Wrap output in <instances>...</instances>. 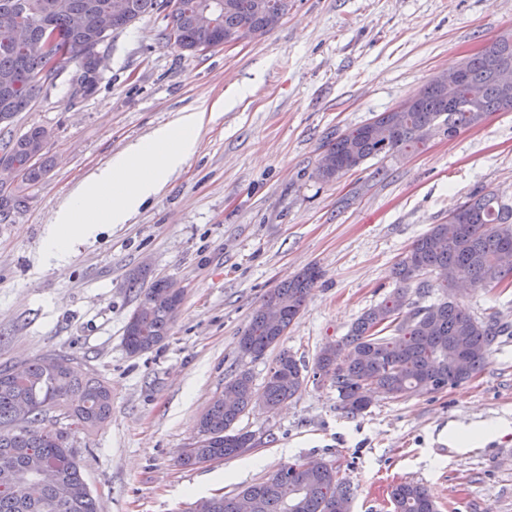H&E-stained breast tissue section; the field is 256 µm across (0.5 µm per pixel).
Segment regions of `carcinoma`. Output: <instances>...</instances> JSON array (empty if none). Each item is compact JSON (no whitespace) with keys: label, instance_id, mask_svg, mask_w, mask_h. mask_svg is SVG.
<instances>
[{"label":"carcinoma","instance_id":"obj_1","mask_svg":"<svg viewBox=\"0 0 512 512\" xmlns=\"http://www.w3.org/2000/svg\"><path fill=\"white\" fill-rule=\"evenodd\" d=\"M28 5L35 30L49 26L68 47L59 65L78 60L93 37L96 20L108 15L110 0H0V14L18 2ZM168 41L183 52L194 54L209 42L224 44V37L250 28L265 27L266 13L257 0H211L218 25L209 28L198 21V0H171ZM157 0H125L122 29L151 12ZM7 34L0 32V86L12 88L9 101L0 102V125L9 124L31 103L44 74V52L35 41L23 54L3 47ZM512 65V36L494 40L463 63L466 86L448 101L431 80L415 97L405 102L407 117L395 136H382L391 129L392 113L383 112L357 129L328 140L323 154L358 168L368 159L416 150L439 123L452 136L475 125L489 114L512 110V89L501 88L495 71ZM43 132L33 127L17 138L0 142V151H10L23 162ZM453 232L448 225L434 224L420 235L395 265L396 288L379 304L365 311L353 324L342 346L322 348L313 376L329 380L339 393L344 409L359 413L371 399L359 395L364 387L380 390L391 398L437 393L463 383L484 368L500 336L512 333V325L499 312L477 319L458 305L455 274L469 272L471 283L483 288L500 286L512 276V264L501 263V254L512 251V205L493 192L478 194L453 213ZM435 273L444 278L438 285L424 278ZM149 268L143 266L128 277L136 292L135 322H127L124 345L139 355L162 343L181 304L166 295L164 279L144 285ZM322 277L319 268L298 274L274 289L255 309L239 339L243 354L258 358L277 347L288 327L300 315L310 291ZM428 292L438 286L444 297L429 306L401 308L411 283ZM391 335L385 336L383 332ZM463 350L467 363L460 365L450 350ZM305 366L286 350L276 355L263 386L265 409L275 410L301 391ZM228 385L236 392L235 406L224 407L214 399L201 413L198 438L192 450L184 451L180 463L195 466L204 459L237 457L253 448L252 435L236 429L243 413L253 407L255 388L249 372L241 371ZM112 413V391L100 379L80 375L73 358L65 354L34 358L21 365L0 368V512H102L100 501L89 489L81 471L74 438L88 434ZM49 418L64 420L56 429L42 427ZM258 491L255 512H337L336 503L350 500L351 488L339 470L322 458L308 457L286 464L273 475L240 490ZM395 512H437L427 490L404 482L390 492Z\"/></svg>","mask_w":512,"mask_h":512}]
</instances>
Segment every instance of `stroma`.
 Segmentation results:
<instances>
[{"label":"stroma","mask_w":512,"mask_h":512,"mask_svg":"<svg viewBox=\"0 0 512 512\" xmlns=\"http://www.w3.org/2000/svg\"><path fill=\"white\" fill-rule=\"evenodd\" d=\"M169 6L114 31L93 95L76 65L39 85L0 137L41 126L49 171L37 185L5 174L24 201L0 220V366L53 353L112 389V415L80 436V464L104 512H191L216 494L316 456L339 466L350 512H394L387 487L422 485L438 512H512V335L485 367L443 391L348 413L311 379L269 412L246 411L248 453L184 467L209 402L239 371L262 389L271 356L239 338L266 296L308 265L322 277L280 346L306 366L395 288L391 271L432 225L472 196L512 203V112L419 150L367 160L323 181L324 143L417 95L436 75L512 32V0H288L255 39L189 54L164 38ZM182 112L207 119L196 153L125 224H103L60 264L42 253L70 195L138 139ZM148 266L183 292L166 339L129 355V274ZM476 318L512 322V278L459 296ZM476 440L464 445L460 435Z\"/></svg>","instance_id":"1"}]
</instances>
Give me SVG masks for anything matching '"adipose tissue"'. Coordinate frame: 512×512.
I'll list each match as a JSON object with an SVG mask.
<instances>
[{
  "label": "adipose tissue",
  "instance_id": "obj_1",
  "mask_svg": "<svg viewBox=\"0 0 512 512\" xmlns=\"http://www.w3.org/2000/svg\"><path fill=\"white\" fill-rule=\"evenodd\" d=\"M203 124V113H181L99 169L48 225L43 240L46 259H64L74 241L95 236L101 221L127 223L195 152Z\"/></svg>",
  "mask_w": 512,
  "mask_h": 512
}]
</instances>
